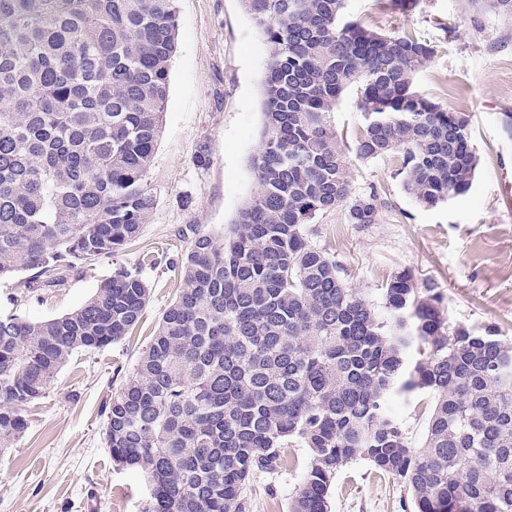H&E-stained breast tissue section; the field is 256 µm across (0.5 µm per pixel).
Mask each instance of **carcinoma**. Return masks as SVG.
I'll return each mask as SVG.
<instances>
[{
    "mask_svg": "<svg viewBox=\"0 0 512 512\" xmlns=\"http://www.w3.org/2000/svg\"><path fill=\"white\" fill-rule=\"evenodd\" d=\"M177 2L0 0V279L25 271L27 290L51 287L139 234L156 202ZM242 2L270 46L258 191L224 238L189 225L172 262L180 293L106 407L112 460L143 476L145 512H246L255 476L294 443L309 457L288 512H328L357 455L404 483L414 512H512V345L451 324L437 287L406 268L383 284L380 315L308 240L342 205L351 224L379 220L377 192L351 196L328 124L352 86L356 157L399 156L425 207L470 190L468 120L415 88L434 46L346 19L345 0ZM468 6L512 18V0ZM149 296L120 268L63 316L0 313V450L73 353L118 343ZM421 390L435 403L413 448L387 401Z\"/></svg>",
    "mask_w": 512,
    "mask_h": 512,
    "instance_id": "cac0c4a2",
    "label": "carcinoma"
}]
</instances>
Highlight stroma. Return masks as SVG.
I'll return each instance as SVG.
<instances>
[{"label": "stroma", "mask_w": 512, "mask_h": 512, "mask_svg": "<svg viewBox=\"0 0 512 512\" xmlns=\"http://www.w3.org/2000/svg\"><path fill=\"white\" fill-rule=\"evenodd\" d=\"M178 46L172 60L162 133L148 178L156 203L129 248L71 273L60 286L26 294L24 274L0 281V311L29 320L78 308L118 267H139L151 294L131 336L111 347L76 353L44 398L28 411L29 428L0 451V512H143L149 488L137 472L113 462L104 440V408L133 375L179 281L169 266L188 246L191 224L226 234L257 184L251 158L263 127L269 46L242 0H178ZM345 14L384 32H414L436 53L416 77L426 97L463 113L479 159L470 191L435 208L419 205L402 185L394 157L350 158L353 195L378 191V223L347 221L345 208L318 216L309 240L339 264L349 286L380 302L392 272L408 268L418 284H436L452 323L512 341V21L469 9L468 0H420L407 14L388 0H346ZM330 123L353 145L364 125L355 92L341 97ZM209 160H197L200 149ZM155 264L143 263L144 255ZM434 398L396 396L390 413L412 447H422ZM308 451L288 448L276 473L254 480L249 512H288ZM403 483L353 458L329 491V512H411Z\"/></svg>", "instance_id": "stroma-1"}]
</instances>
